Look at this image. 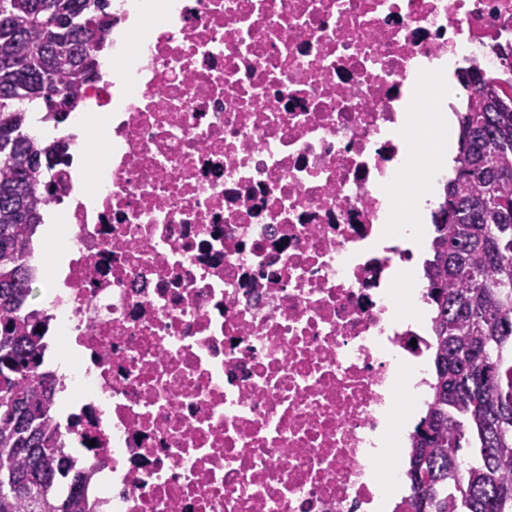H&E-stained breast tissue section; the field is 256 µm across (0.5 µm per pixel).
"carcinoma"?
<instances>
[{
    "label": "carcinoma",
    "mask_w": 512,
    "mask_h": 512,
    "mask_svg": "<svg viewBox=\"0 0 512 512\" xmlns=\"http://www.w3.org/2000/svg\"><path fill=\"white\" fill-rule=\"evenodd\" d=\"M108 5L0 0V512H88L87 476L48 425L37 316L18 311L33 292L26 256L47 176L67 149L34 136L32 114L58 124L79 107L112 28ZM459 78L484 92L457 113L456 173L434 216V373L411 435L410 512H512V82L476 65Z\"/></svg>",
    "instance_id": "carcinoma-1"
}]
</instances>
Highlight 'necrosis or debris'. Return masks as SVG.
<instances>
[{
    "label": "necrosis or debris",
    "instance_id": "necrosis-or-debris-1",
    "mask_svg": "<svg viewBox=\"0 0 512 512\" xmlns=\"http://www.w3.org/2000/svg\"><path fill=\"white\" fill-rule=\"evenodd\" d=\"M104 145L55 166L51 427L92 512H406L433 319L393 219L438 62L512 0H112Z\"/></svg>",
    "mask_w": 512,
    "mask_h": 512
}]
</instances>
